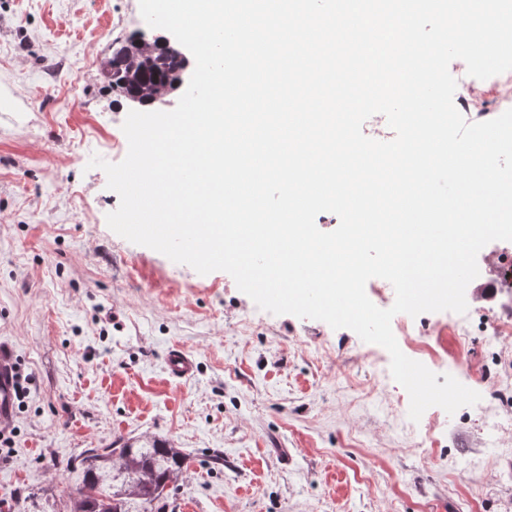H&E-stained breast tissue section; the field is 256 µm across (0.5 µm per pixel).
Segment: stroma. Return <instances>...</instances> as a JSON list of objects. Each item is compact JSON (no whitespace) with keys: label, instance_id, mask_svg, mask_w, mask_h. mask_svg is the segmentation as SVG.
<instances>
[{"label":"stroma","instance_id":"stroma-1","mask_svg":"<svg viewBox=\"0 0 512 512\" xmlns=\"http://www.w3.org/2000/svg\"><path fill=\"white\" fill-rule=\"evenodd\" d=\"M133 33L159 34L139 0H0V341L22 374L0 512H69L83 472L55 461L143 437L188 457L165 512H512V426L483 425L512 417L497 385L512 336L490 333L512 293L467 286L466 349L447 311L398 336L441 344L481 395L415 422L383 347L109 228L119 197L88 162L127 155L133 105L101 66ZM174 347L196 360L189 383L166 372Z\"/></svg>","mask_w":512,"mask_h":512}]
</instances>
